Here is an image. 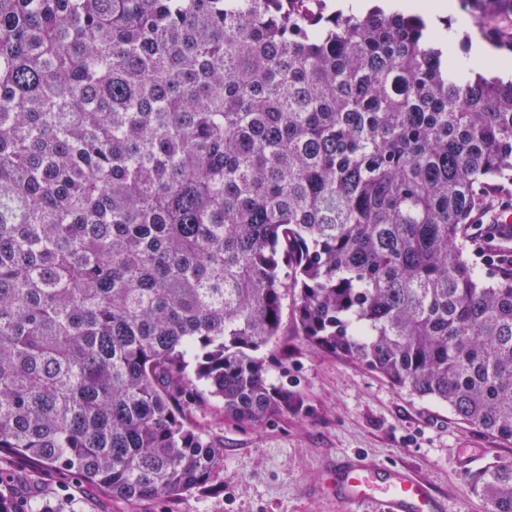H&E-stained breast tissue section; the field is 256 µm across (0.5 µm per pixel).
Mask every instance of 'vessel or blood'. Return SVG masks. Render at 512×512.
I'll use <instances>...</instances> for the list:
<instances>
[{
  "mask_svg": "<svg viewBox=\"0 0 512 512\" xmlns=\"http://www.w3.org/2000/svg\"><path fill=\"white\" fill-rule=\"evenodd\" d=\"M336 500L343 512L371 503L374 512H445L444 504L410 471L384 468L367 456L336 462Z\"/></svg>",
  "mask_w": 512,
  "mask_h": 512,
  "instance_id": "b4317fda",
  "label": "vessel or blood"
}]
</instances>
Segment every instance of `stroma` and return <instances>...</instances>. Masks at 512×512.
Returning <instances> with one entry per match:
<instances>
[{"label": "stroma", "mask_w": 512, "mask_h": 512, "mask_svg": "<svg viewBox=\"0 0 512 512\" xmlns=\"http://www.w3.org/2000/svg\"><path fill=\"white\" fill-rule=\"evenodd\" d=\"M261 355L272 382L296 385L306 411L264 425L237 423L216 408L194 414V425L224 450L206 487L167 502L125 505L77 476L0 455V491L16 500L58 495L73 512H339L321 476L337 458L361 453L413 471L447 512H488L471 494L469 474L493 459L512 458V444L460 423L445 404L312 348L291 313H284L280 335Z\"/></svg>", "instance_id": "35a3bbf8"}]
</instances>
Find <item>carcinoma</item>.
Segmentation results:
<instances>
[{"label": "carcinoma", "mask_w": 512, "mask_h": 512, "mask_svg": "<svg viewBox=\"0 0 512 512\" xmlns=\"http://www.w3.org/2000/svg\"><path fill=\"white\" fill-rule=\"evenodd\" d=\"M432 36L329 0H0V454L122 504L203 487L196 409L303 411L257 356L289 297L316 350L512 443V81ZM469 486L512 512V459Z\"/></svg>", "instance_id": "cac0c4a2"}]
</instances>
